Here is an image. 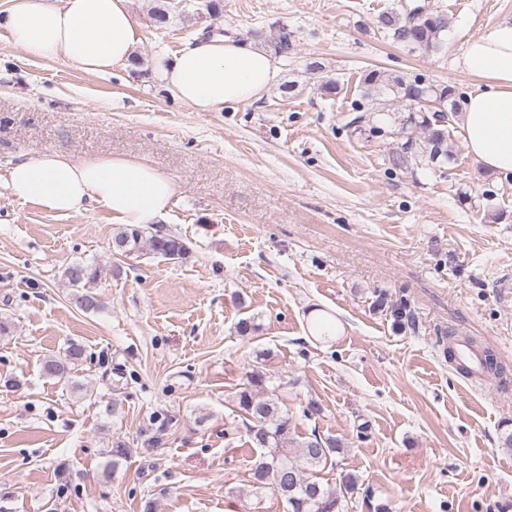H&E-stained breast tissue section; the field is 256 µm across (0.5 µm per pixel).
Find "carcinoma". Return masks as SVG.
I'll use <instances>...</instances> for the list:
<instances>
[{
	"label": "carcinoma",
	"mask_w": 512,
	"mask_h": 512,
	"mask_svg": "<svg viewBox=\"0 0 512 512\" xmlns=\"http://www.w3.org/2000/svg\"><path fill=\"white\" fill-rule=\"evenodd\" d=\"M418 9L419 12L413 13L408 10V3H401L380 17L381 28L413 51H442L448 30L447 16L429 0L418 5ZM363 84L369 87L365 93L368 103L355 104V109L361 112L357 117L359 123L375 110L382 109L385 100L379 95L386 91L392 92L397 100L416 104V109L402 119L400 133L406 141L400 150L389 156L393 168H406L412 161L425 157L433 161L447 155L448 124L460 109L455 86L426 85L419 79L407 81L381 69L365 71ZM112 244L127 258L137 259L149 254L165 260H182L189 255V247L183 239L143 225L116 228ZM101 275V266L97 263H75L65 269L70 285L79 289L74 294L79 309H98V301L87 288ZM86 360L85 347L71 342L62 354L46 360L43 370L49 376L63 379ZM276 391L272 377L255 367L235 394V408L243 416L247 443L263 450L262 462L253 468V486L279 496L288 504V512H343V501L357 489V477L346 475L338 491L318 480L319 468L326 467L332 456L341 450L339 440L315 434L302 442L297 441L292 417L280 405ZM106 454L111 457L115 470L128 457L130 448L117 437Z\"/></svg>",
	"instance_id": "cac0c4a2"
}]
</instances>
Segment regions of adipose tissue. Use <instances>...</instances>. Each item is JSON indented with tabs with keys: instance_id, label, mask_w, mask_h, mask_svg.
Instances as JSON below:
<instances>
[{
	"instance_id": "ef3b65f1",
	"label": "adipose tissue",
	"mask_w": 512,
	"mask_h": 512,
	"mask_svg": "<svg viewBox=\"0 0 512 512\" xmlns=\"http://www.w3.org/2000/svg\"><path fill=\"white\" fill-rule=\"evenodd\" d=\"M128 0H11L0 24L32 57L61 59L88 74L107 72L131 56L136 38ZM461 66L478 78L459 114L463 142L482 171L512 174V21L468 40ZM154 76L197 112L259 100L277 65L265 50L217 37L175 56L158 53ZM4 183L17 201L58 214L103 208L123 224L164 220L176 194L171 177L151 164L120 155L73 162L46 151L8 166Z\"/></svg>"
}]
</instances>
